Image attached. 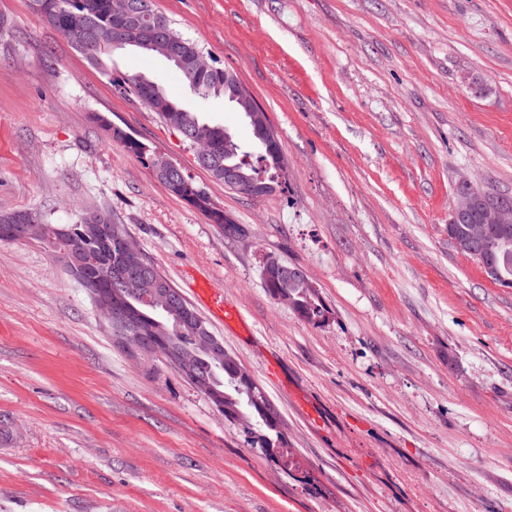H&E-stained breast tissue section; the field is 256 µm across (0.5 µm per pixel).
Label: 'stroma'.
<instances>
[{"label":"stroma","instance_id":"obj_1","mask_svg":"<svg viewBox=\"0 0 512 512\" xmlns=\"http://www.w3.org/2000/svg\"><path fill=\"white\" fill-rule=\"evenodd\" d=\"M236 73L286 168L251 198L197 166L108 71L185 89L162 58L91 66L28 0H0V215L126 225L194 302L208 277L246 332L198 314L264 392L288 455L252 449L166 361L123 348L36 242H0V512H512V288L448 237L462 180L512 196V0H154ZM205 121L250 144L212 97ZM118 127L229 222L173 196ZM303 269V320L262 281ZM280 266L288 265L271 260L263 268L262 279L268 293L275 300L288 304L302 318L319 321L323 316V307L313 286L307 279H293L304 275V272L288 266V269L282 272V278L288 281L284 282L281 280Z\"/></svg>","mask_w":512,"mask_h":512}]
</instances>
